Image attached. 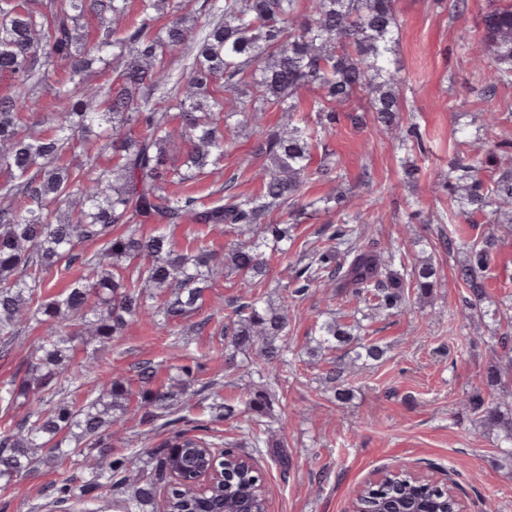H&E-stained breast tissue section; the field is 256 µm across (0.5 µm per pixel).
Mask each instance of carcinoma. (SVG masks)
<instances>
[{
	"label": "carcinoma",
	"instance_id": "obj_1",
	"mask_svg": "<svg viewBox=\"0 0 512 512\" xmlns=\"http://www.w3.org/2000/svg\"><path fill=\"white\" fill-rule=\"evenodd\" d=\"M163 0H139V20L128 22V0H0V76L13 81L14 92L0 97V169L9 179L0 186V345L14 344L24 324L34 320L53 336L25 359L19 384L0 389L9 409L24 398L29 409L9 432L0 436V487L8 488L30 472L36 455L56 462L73 452L71 441H87L96 449L97 464L81 492L104 484L115 488L123 512H155L159 486L168 470L172 448L192 441L177 435L156 463L157 478L133 481L125 476L129 460L112 456V425L128 414L150 422L188 408L198 391L189 365L167 388L152 385L155 369L139 367V389L121 376L103 377L81 406L48 405L77 346L108 345L133 321L169 329L195 316L204 290L230 269L256 278L267 272L265 249H282L288 228L265 223L281 209L294 215L300 192L309 180L336 169L329 150L319 166L309 169L312 149L323 145L338 113L350 109L373 112L379 123L400 133L399 141L422 146L419 129L399 125L405 81L386 67L388 44L399 19L395 0H204L208 20L201 28L183 17L172 18L163 34H154L155 12ZM98 20L95 45H89L79 20ZM478 39L491 61L489 91L512 86V3L490 0L477 34L460 32L468 43ZM180 52L187 60L186 79L175 77L167 56ZM69 68L67 82L55 87V110L37 120L40 107L30 95L50 79L51 66ZM113 67L110 84L89 80L93 65ZM225 94L213 100L214 87ZM314 92L312 111L319 121L300 125V95ZM275 104L286 123L275 131L261 125L262 113ZM104 122L98 155L117 158L112 167L62 162L69 141H83L95 122ZM250 125L258 135L255 151L271 169L258 173L261 188L241 194L224 187V197L210 206L166 191L171 174L194 179L224 155V132ZM455 181L448 192L459 195L465 213L486 224H512V169L488 181L476 161L455 163ZM224 225L237 239L223 256L200 247L176 249L164 233L143 236L129 228L112 234L116 224ZM355 227L345 218L330 225L325 245L296 269L294 299L310 284L328 279L336 293L377 309L400 307L406 291L421 297L437 287L434 264L422 260L406 266L405 253L351 246ZM101 243L86 257L79 244ZM145 282L140 289L121 274L136 260ZM79 264L86 273L61 295L40 300L45 275L61 261ZM488 262L484 250L471 247L460 278L474 283ZM288 298V299H290ZM288 299L275 305L260 300L233 311L224 326L229 360L255 354L250 375L264 380L268 366L286 362ZM360 325L326 321L319 326L317 348L342 349L350 362L379 361L386 350L353 334ZM348 362V363H350ZM348 363L328 362L325 378L336 384L337 398ZM273 395L261 384L247 402L246 430L261 442L262 419L269 416ZM480 422L512 441V417L499 406L471 399Z\"/></svg>",
	"mask_w": 512,
	"mask_h": 512
}]
</instances>
